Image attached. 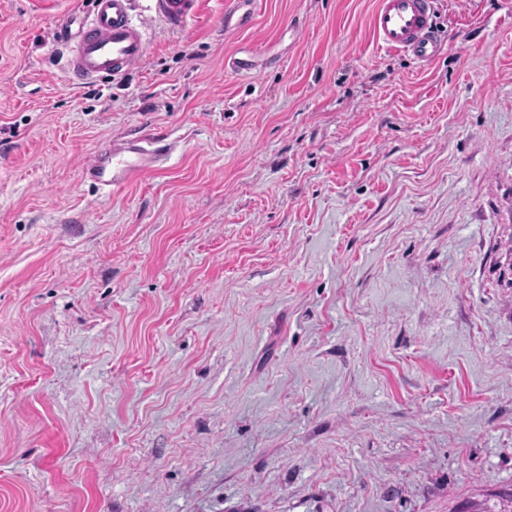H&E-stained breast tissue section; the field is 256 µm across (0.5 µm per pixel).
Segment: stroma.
I'll list each match as a JSON object with an SVG mask.
<instances>
[{
  "mask_svg": "<svg viewBox=\"0 0 512 512\" xmlns=\"http://www.w3.org/2000/svg\"><path fill=\"white\" fill-rule=\"evenodd\" d=\"M0 0V512H487L512 489V0H202L64 89ZM260 49L251 76L225 57ZM167 163L106 193L101 144ZM434 4V0H380L372 18L380 46L420 65L437 58L445 41L434 22ZM171 146L150 135H132L95 150L82 167L81 183L97 190H116L143 174L161 168L168 160Z\"/></svg>",
  "mask_w": 512,
  "mask_h": 512,
  "instance_id": "1",
  "label": "stroma"
}]
</instances>
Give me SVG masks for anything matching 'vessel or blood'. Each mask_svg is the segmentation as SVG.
Listing matches in <instances>:
<instances>
[{
    "label": "vessel or blood",
    "instance_id": "vessel-or-blood-1",
    "mask_svg": "<svg viewBox=\"0 0 512 512\" xmlns=\"http://www.w3.org/2000/svg\"><path fill=\"white\" fill-rule=\"evenodd\" d=\"M157 18L182 27L201 0H154ZM435 0H379L372 27L383 49L401 53L417 64L437 58L445 41L434 22ZM131 0H91L88 14H68L58 34L68 47L65 86L80 87L118 77L137 67L147 44L144 27L130 17ZM171 146L150 135H132L100 147L82 167L83 182L99 190H116L161 168Z\"/></svg>",
    "mask_w": 512,
    "mask_h": 512
}]
</instances>
